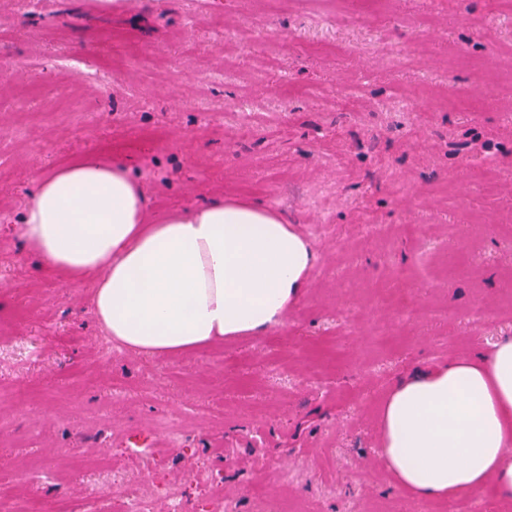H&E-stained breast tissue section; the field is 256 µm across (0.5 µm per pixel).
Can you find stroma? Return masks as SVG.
<instances>
[{
    "instance_id": "35a3bbf8",
    "label": "stroma",
    "mask_w": 512,
    "mask_h": 512,
    "mask_svg": "<svg viewBox=\"0 0 512 512\" xmlns=\"http://www.w3.org/2000/svg\"><path fill=\"white\" fill-rule=\"evenodd\" d=\"M124 2L0 0V503L102 512L130 483L196 512H436L379 466L375 414L394 379L512 335V84L457 104L458 58L512 73V0ZM127 141L152 214L254 197L307 235L286 323L107 348L92 281L42 273L21 217L35 173Z\"/></svg>"
}]
</instances>
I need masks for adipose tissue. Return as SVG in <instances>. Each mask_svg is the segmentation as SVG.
Instances as JSON below:
<instances>
[{
    "instance_id": "obj_1",
    "label": "adipose tissue",
    "mask_w": 512,
    "mask_h": 512,
    "mask_svg": "<svg viewBox=\"0 0 512 512\" xmlns=\"http://www.w3.org/2000/svg\"><path fill=\"white\" fill-rule=\"evenodd\" d=\"M21 247L53 276L93 278L97 325L151 356L282 323L315 260L258 199L204 198L151 218L125 157L99 152L33 178ZM378 432V459L415 498L449 503L489 485L511 505L512 336L394 381Z\"/></svg>"
}]
</instances>
